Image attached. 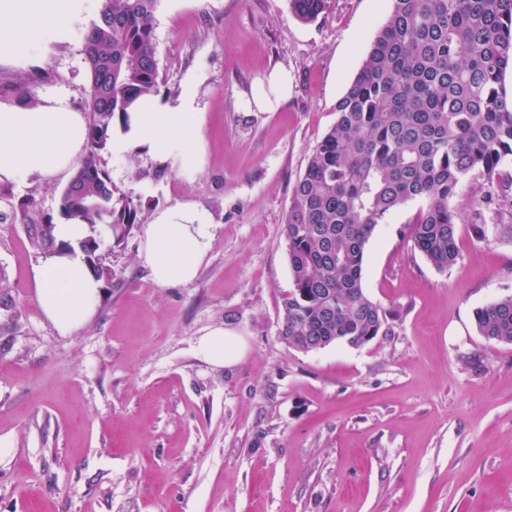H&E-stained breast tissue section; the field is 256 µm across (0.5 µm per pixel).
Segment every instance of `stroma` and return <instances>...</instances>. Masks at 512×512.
I'll use <instances>...</instances> for the list:
<instances>
[{
  "label": "stroma",
  "instance_id": "obj_1",
  "mask_svg": "<svg viewBox=\"0 0 512 512\" xmlns=\"http://www.w3.org/2000/svg\"><path fill=\"white\" fill-rule=\"evenodd\" d=\"M388 10L329 0L304 23L289 0H160L156 58L172 90L195 84L201 160L104 153L139 222L118 246L97 226L112 283L70 334L37 304L44 255L14 220L28 199L57 215L69 174L0 198L12 297L0 306V512H512V344L475 324L512 295V214L494 213L496 185L461 183L446 271L408 237L419 201L377 225L363 286L390 312L388 335L309 353L279 336L293 185ZM275 71L289 95L267 110ZM46 72L84 98L81 40L54 48ZM179 201L218 227L197 277L160 286L138 252ZM218 327L243 343L239 363L200 353Z\"/></svg>",
  "mask_w": 512,
  "mask_h": 512
}]
</instances>
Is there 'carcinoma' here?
Listing matches in <instances>:
<instances>
[{
    "instance_id": "1",
    "label": "carcinoma",
    "mask_w": 512,
    "mask_h": 512,
    "mask_svg": "<svg viewBox=\"0 0 512 512\" xmlns=\"http://www.w3.org/2000/svg\"><path fill=\"white\" fill-rule=\"evenodd\" d=\"M159 0H103L83 33L89 73L88 145L62 191L58 211L91 228L110 225L120 244L138 204L102 167L112 131L129 124L139 101L160 92L154 42ZM328 0H289L303 22ZM362 65L336 105V122L314 146L282 224L293 288L282 301L279 335L308 353L337 342L360 347L390 330V317L365 293L362 271L377 225L412 200L423 205L409 238L437 270L456 263L459 184H498L512 207V0H389ZM15 220L43 251L55 245L48 216ZM480 335L512 343V296L475 312Z\"/></svg>"
}]
</instances>
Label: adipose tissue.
I'll return each mask as SVG.
<instances>
[{"instance_id": "obj_1", "label": "adipose tissue", "mask_w": 512, "mask_h": 512, "mask_svg": "<svg viewBox=\"0 0 512 512\" xmlns=\"http://www.w3.org/2000/svg\"><path fill=\"white\" fill-rule=\"evenodd\" d=\"M102 0H0V64L44 67L54 46L71 43L101 8ZM203 115L193 87L176 102L155 98L133 113L128 129L112 135L114 154L145 149L160 162L197 161ZM87 117L65 85L40 92L37 101H0V183L17 187L74 168L86 149ZM217 223L194 202H178L145 229L139 258L162 286L193 280L206 259ZM85 225L57 224L67 250L48 255L33 271L36 300L57 331L67 335L94 312L101 283L84 261Z\"/></svg>"}]
</instances>
